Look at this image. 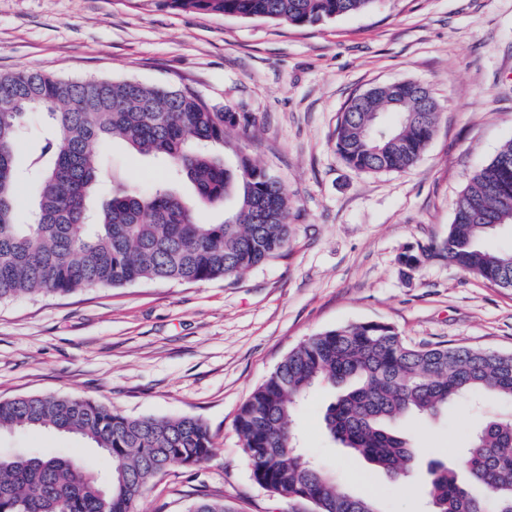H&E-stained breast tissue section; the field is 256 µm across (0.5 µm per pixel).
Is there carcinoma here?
<instances>
[{
    "label": "carcinoma",
    "instance_id": "1",
    "mask_svg": "<svg viewBox=\"0 0 512 512\" xmlns=\"http://www.w3.org/2000/svg\"><path fill=\"white\" fill-rule=\"evenodd\" d=\"M377 0H167L178 10L319 25L365 12ZM0 301L115 288L143 280H230L281 256L291 234L287 187L239 157L224 162V129H248L192 86L149 87L132 80H68L33 70L0 74ZM43 109L62 130L30 158L26 175L17 143L27 114ZM440 112L417 83L373 87L353 97L336 127V151L366 173L412 168L432 139ZM115 140L160 157L188 181L194 202L169 184L142 195L112 183L93 207L102 148ZM230 201L225 219L200 223L196 206ZM512 226V142L472 176L454 208L446 239L404 254L408 267L444 258L463 271L512 288V249L484 240ZM320 382L343 385L324 422L333 440L362 454L393 481L417 455L397 429L411 413L435 414L465 397L512 400V352L463 345L411 346L382 322L320 332L278 364L241 405L235 430L253 478L270 492L305 500L315 512H382L379 503L343 488L293 445L292 417ZM73 433L112 459L108 478L84 457L0 453V512H138L153 481L213 453L208 428L188 416L131 417L72 396L0 400V431ZM464 472L466 479L459 477ZM432 512H512V416L492 417L468 439L458 464L433 463L427 485ZM189 512H226L203 497Z\"/></svg>",
    "mask_w": 512,
    "mask_h": 512
}]
</instances>
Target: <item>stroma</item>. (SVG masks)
<instances>
[{
	"instance_id": "1",
	"label": "stroma",
	"mask_w": 512,
	"mask_h": 512,
	"mask_svg": "<svg viewBox=\"0 0 512 512\" xmlns=\"http://www.w3.org/2000/svg\"><path fill=\"white\" fill-rule=\"evenodd\" d=\"M69 79L183 82L224 111L251 115L225 131L224 159L247 156L290 195L285 256L238 280L141 281L0 303V399L67 395L123 414L189 416L215 440L212 455L159 477L143 512H188L203 496L228 512H313L261 487L234 428L239 407L314 334L385 322L408 344L512 351V288L431 259L403 274L400 257L445 239L470 177L512 140V0H379L317 26L175 10L165 0H0V72ZM415 82L440 106L414 167L365 173L335 149L352 96ZM106 171L150 192L166 165L116 141ZM337 388L322 383L295 420L301 448L383 512H428L426 464L455 465L484 420L468 403L399 428L419 459L399 484L334 443L324 426ZM112 462L89 442L43 429L0 432V452Z\"/></svg>"
}]
</instances>
